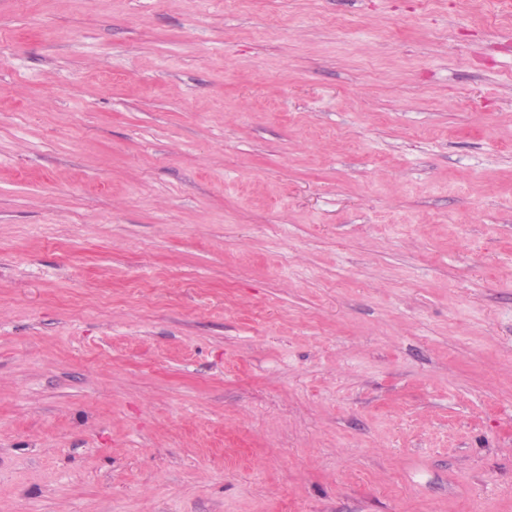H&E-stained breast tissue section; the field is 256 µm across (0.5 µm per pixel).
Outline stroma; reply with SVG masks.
Wrapping results in <instances>:
<instances>
[{
    "mask_svg": "<svg viewBox=\"0 0 512 512\" xmlns=\"http://www.w3.org/2000/svg\"><path fill=\"white\" fill-rule=\"evenodd\" d=\"M0 0V512H512V23Z\"/></svg>",
    "mask_w": 512,
    "mask_h": 512,
    "instance_id": "stroma-1",
    "label": "stroma"
}]
</instances>
